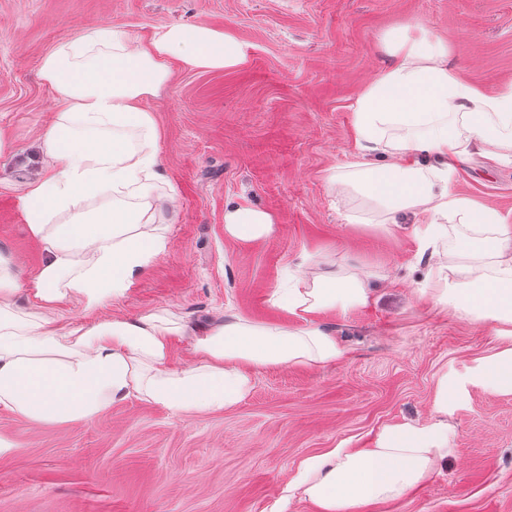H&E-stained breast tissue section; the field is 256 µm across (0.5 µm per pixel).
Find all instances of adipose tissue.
Wrapping results in <instances>:
<instances>
[{"label": "adipose tissue", "mask_w": 512, "mask_h": 512, "mask_svg": "<svg viewBox=\"0 0 512 512\" xmlns=\"http://www.w3.org/2000/svg\"><path fill=\"white\" fill-rule=\"evenodd\" d=\"M392 63L350 106L358 149L345 181L387 218L416 212L421 249L448 232L444 220L477 227L437 268L435 304L461 319H488L512 339V228L497 211L449 192L458 166L473 152L512 163V83L486 93L449 65L448 51L427 40L393 46ZM191 69L223 70L245 60L223 31L163 25L148 46L107 26L85 29L52 48L40 76L60 104L41 138L43 176L28 185L22 208L43 258L22 278L0 252V411L37 422L86 423L118 400L136 398L175 417L218 413L242 402L254 375L269 367H324L345 350L315 323L325 310L368 307V275L352 267L289 269L291 286L279 305L290 326L245 318L200 329L193 361L169 365L173 340L186 326L175 315L148 313L91 324L52 318L74 299L93 312L129 291L167 248L160 131L143 106L171 78L169 60ZM386 153L383 166L370 153ZM438 157L425 167L422 154ZM270 212L237 205L224 230L238 240L276 231ZM26 291L30 307L14 297ZM512 393V346L480 358L460 379L441 384L435 409L468 389ZM444 420L386 426L369 448H333L304 459L289 481L284 505L301 498L315 512H369L416 489L447 464Z\"/></svg>", "instance_id": "ef3b65f1"}]
</instances>
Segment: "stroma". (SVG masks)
I'll return each instance as SVG.
<instances>
[{"label": "stroma", "instance_id": "35a3bbf8", "mask_svg": "<svg viewBox=\"0 0 512 512\" xmlns=\"http://www.w3.org/2000/svg\"><path fill=\"white\" fill-rule=\"evenodd\" d=\"M172 24L224 31L246 60L217 71L170 61L171 81L144 101L177 191L164 206L167 249L100 318L170 310L192 329L238 316L285 325L275 294L305 260L365 269L376 299L316 317L346 361L260 370L221 413L176 418L135 398L86 424L1 412L12 450L0 455V512H276L301 460L432 420L440 381L508 344L491 321L459 319L421 293L464 224L449 218L447 238L419 252L413 213L382 226L379 210L329 178L357 152L349 107L390 62L391 38L441 43L487 93L512 83V0H0V251L22 275L42 249L21 197L43 174L40 136L58 110L43 56L95 26L145 46ZM449 190L512 223L511 163L473 155ZM241 204L275 215L276 233L229 238L224 212ZM447 421V465L371 512H512V394L470 390Z\"/></svg>", "mask_w": 512, "mask_h": 512}]
</instances>
